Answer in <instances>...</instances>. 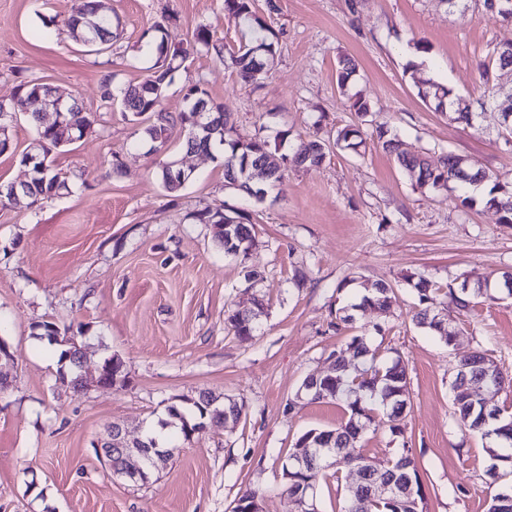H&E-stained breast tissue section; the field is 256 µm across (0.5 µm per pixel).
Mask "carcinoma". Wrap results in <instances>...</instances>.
I'll list each match as a JSON object with an SVG mask.
<instances>
[{"mask_svg":"<svg viewBox=\"0 0 512 512\" xmlns=\"http://www.w3.org/2000/svg\"><path fill=\"white\" fill-rule=\"evenodd\" d=\"M75 2L76 5L66 22L69 36L89 52L101 53L107 50L112 39L116 37L120 20L99 11L98 0ZM252 7V0H224L225 10L248 19L257 26L252 39L240 44L236 52L231 54L232 63L241 79L246 82L253 80L252 72L262 67L266 60L275 58L279 50V40L263 34L267 27L253 13ZM153 32L154 37L147 44L148 50L155 52L151 75L143 85L138 86L131 83L116 85L114 75L108 74L101 83L102 99L110 104H119L123 116L135 125L134 134L149 141L155 153L160 152L178 130L185 136V147L189 151L224 148V179L230 185L236 180L244 181L251 173L255 175L256 181L266 186H273L281 181L280 166L269 162L271 154L267 151L266 142L260 139L244 138L234 127L225 124L221 130L206 139L197 141L190 138L191 117L194 115L192 105L195 101L206 100L210 111L215 115L226 113L224 105L214 103L201 83H192L184 88L183 107L179 112L172 113L164 106L167 87L174 82L182 63L191 54L200 48L212 49L218 55L223 53V47L213 42L210 31L203 27L197 29L192 41L185 48L168 46L163 24H156ZM409 72L421 98L431 102L436 111H446V104L451 102V91L430 78L417 76L414 68L409 69ZM67 116L77 125V128L68 132L59 127L57 119H49L46 113L37 109L29 110L27 117L36 130V136L29 144L31 150L50 155L81 140L84 130L91 128V120L78 112H69ZM377 137L382 141L383 149L395 155L400 166L415 178L419 188L441 189L452 183L461 191L459 198L462 205L468 207L475 202V198L466 194L464 189L478 181L480 173L471 172L472 166L465 159L445 154L439 165L434 167L424 159L410 158L399 152L398 141L390 131L381 127L377 131ZM335 143L343 149H358L364 143L360 127L348 126L336 131ZM325 156L326 143L311 140L301 144L293 154L282 157V161L307 167L320 164ZM174 170L172 163H160V180L170 194L181 190V187L173 184ZM66 185L64 173L52 168L32 179L28 193L22 195V198L32 207L39 201L56 195ZM485 207L501 214V219L512 222V190L506 184H495L489 190ZM194 218L198 223L211 227L215 241L226 255L245 257L254 246V227L244 209L224 211L206 207L197 211ZM416 290L420 305L415 314L416 325L441 331L442 319L440 313L435 311V298L429 281L420 278L416 283ZM390 292V286L384 282L372 284L360 302L336 310V324L333 328L338 332L346 328L354 320L355 311L368 308L387 309ZM483 294L484 290L481 288L469 290L465 287L458 294L449 292L452 303L459 312L468 310L473 300ZM227 322L235 335L242 340L252 338L258 325L252 310L236 311L227 317ZM40 328L49 340L59 339L66 343V348L59 353L58 362L68 361L69 370L59 372V379L69 383L74 389L84 388V381L77 371L78 364L75 363V357L82 355L81 347L77 346L73 338L60 335L59 329L50 323H42ZM349 346L361 358V367L351 372L343 360L338 358L333 371L319 378L309 376L301 385V392L312 401L330 399L343 403L348 413L347 421L332 430L310 429L297 438L294 446L308 440L313 448H334L350 465L363 468L373 481L396 474L407 475L414 481L416 494L402 496L393 503L376 498L364 486H353L348 489L339 512H423L424 496L417 464L409 451L405 449L383 460H371L363 455L361 446L358 445L366 424L372 422L374 415L380 411L387 412L389 421L393 422L391 431L402 433V428L396 421L404 414V407L407 406V369L399 357L393 359L389 365L379 363L376 350L372 348L367 336L351 337ZM484 358L485 353L475 351L456 364V377L452 383L453 416L465 435L479 434L474 429L482 410L477 391L490 382L489 375H497L501 391L512 386V382L503 378L497 369L485 372ZM184 402L183 406L171 407L170 420L161 423V428H170L172 432L158 440L159 446L177 448L179 440L186 441L200 434L205 425H222L229 419L236 421L244 411V404L231 399L221 402L218 397L206 391L199 392L195 398H186ZM497 412L501 413L497 424L498 432L492 435L493 446L488 448V453L494 460L493 467L499 469L501 477L505 478L512 475V414L502 413L500 407ZM328 468V464L316 462L299 475L298 480H286L288 493L298 498L312 495L319 477Z\"/></svg>","mask_w":512,"mask_h":512,"instance_id":"cac0c4a2","label":"carcinoma"}]
</instances>
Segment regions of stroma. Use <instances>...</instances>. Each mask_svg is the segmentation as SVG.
Here are the masks:
<instances>
[{
	"instance_id": "35a3bbf8",
	"label": "stroma",
	"mask_w": 512,
	"mask_h": 512,
	"mask_svg": "<svg viewBox=\"0 0 512 512\" xmlns=\"http://www.w3.org/2000/svg\"><path fill=\"white\" fill-rule=\"evenodd\" d=\"M72 0H0V99L20 80L39 78L64 98H77L94 118L91 132L55 153L68 190L38 206L0 207V338L15 359L0 363V512H232L257 491L261 512H296L282 464L309 429L345 420L336 401L298 398L306 377L321 375L330 353L358 364L351 337L369 336L379 362L401 355L409 405L401 433L377 422L363 432L365 455L383 459L409 448L424 512H487L494 487L484 441L462 436L452 418L451 384L459 358L481 350L512 379V223L482 205L462 207L455 189L420 190L375 132L386 124L406 154L437 162L445 153L512 181V144L500 128L512 99V70L493 65V46L512 43V22L487 18L482 0H254L256 15L280 35L276 61L258 83L242 82L229 57L248 32L224 0H110L121 27L111 47L90 54L69 36ZM168 41L184 44L207 27L226 57L199 52L166 91L182 106L185 86L200 82L224 104L238 133L286 154L320 138L330 148L320 166L283 170L262 202H245L224 180L221 154H189L180 135L164 152L135 144L134 127L100 96L107 74L139 83L154 57L147 32L167 15ZM55 26L41 33L43 18ZM357 71L340 87V59ZM476 101L473 125L437 112L418 94L407 69ZM371 106L359 151L334 147L338 129L357 123L353 94ZM177 161L193 173L177 196L161 184L158 164ZM246 208L256 243L247 257L225 255L193 213L205 207ZM261 280L247 284L244 268ZM419 271L441 287L486 285L439 333L418 327L414 288ZM305 277L295 287L294 274ZM383 279L393 286L389 309H367L344 331L332 327L340 305ZM263 303L260 329L248 341L225 316ZM68 331L86 348L84 372L95 377L118 356L125 379L110 388H71L59 378V347L36 324ZM210 391L243 402L238 421L209 426L181 444L150 482L113 477L95 443L113 423L130 438L167 418L181 399ZM357 476L346 463L317 484L319 512H338Z\"/></svg>"
}]
</instances>
